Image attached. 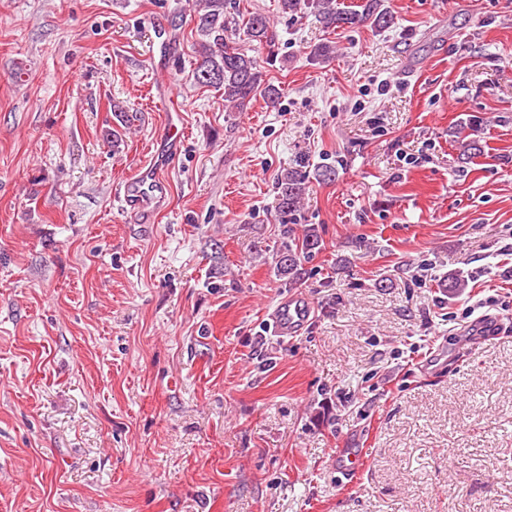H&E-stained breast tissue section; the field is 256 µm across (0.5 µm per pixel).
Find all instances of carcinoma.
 Returning a JSON list of instances; mask_svg holds the SVG:
<instances>
[{
  "label": "carcinoma",
  "mask_w": 512,
  "mask_h": 512,
  "mask_svg": "<svg viewBox=\"0 0 512 512\" xmlns=\"http://www.w3.org/2000/svg\"><path fill=\"white\" fill-rule=\"evenodd\" d=\"M234 0H204L194 16L196 30L206 38L201 44L194 71L195 82L203 87L224 90V101L242 110L259 93L268 104L275 105L284 89L265 82V64L275 55L277 34L274 23L259 12L241 15L234 25L250 42L256 43V54L248 55L233 46L227 14ZM282 13L296 17L312 13L323 28L336 32L355 29L365 23L378 30L395 24L394 15L382 7V0H361L355 9L340 8L336 0H279ZM313 60L325 63L336 57V43L323 41L311 50ZM479 118L471 116L459 122L456 138L460 159L468 160L481 152ZM338 169L333 164L323 165L309 172L287 167L276 177L278 189L277 214L285 226L280 245L274 253L277 273L293 283L304 274L305 264L321 250L322 240L312 224L301 223V204L312 181L328 183L336 180ZM302 232L296 233V226Z\"/></svg>",
  "instance_id": "cac0c4a2"
}]
</instances>
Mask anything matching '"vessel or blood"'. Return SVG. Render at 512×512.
I'll use <instances>...</instances> for the list:
<instances>
[{"label":"vessel or blood","mask_w":512,"mask_h":512,"mask_svg":"<svg viewBox=\"0 0 512 512\" xmlns=\"http://www.w3.org/2000/svg\"><path fill=\"white\" fill-rule=\"evenodd\" d=\"M182 136L178 129L168 128L162 135L147 167L124 186L123 202L134 215L144 216L159 208L162 193L160 174L181 150ZM311 308L299 298L281 301L272 312V328L276 335L292 336L308 322ZM362 456L351 448L341 449L336 456V470L345 478H356L362 471Z\"/></svg>","instance_id":"b4317fda"}]
</instances>
